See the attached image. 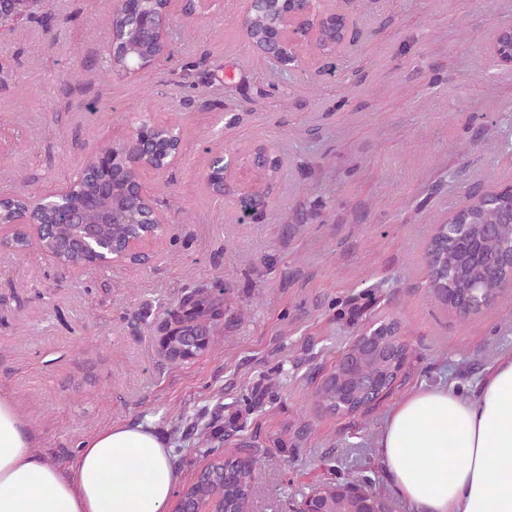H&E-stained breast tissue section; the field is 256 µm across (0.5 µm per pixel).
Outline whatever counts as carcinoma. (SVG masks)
<instances>
[{
  "instance_id": "cac0c4a2",
  "label": "carcinoma",
  "mask_w": 512,
  "mask_h": 512,
  "mask_svg": "<svg viewBox=\"0 0 512 512\" xmlns=\"http://www.w3.org/2000/svg\"><path fill=\"white\" fill-rule=\"evenodd\" d=\"M47 0H0V26L22 25L34 20L47 22ZM149 52L145 40L128 41L119 39L114 45L115 68L119 69L129 60ZM116 206L121 211L120 222L104 224L102 235L117 244L137 236L142 229L139 220V204L136 200L120 192V184L113 187ZM450 221L466 225V231L475 243L473 255L467 256L447 242L445 225H437L435 234L426 248V261L432 274L429 276V290L446 307L458 311L471 304L473 292L484 285L486 265L498 259L506 248L512 245V224L499 222L497 209L481 202L471 203L457 210ZM75 231L73 224L56 225V235L49 246L64 253L69 263L81 262V257L65 253L68 239ZM223 315L221 304L206 290L195 289L185 294L178 306L169 311L171 319L179 324L170 335L166 356L172 362H180L188 357L191 350L202 349L198 340H209L206 336L207 324ZM380 352L359 360V368L366 374L379 377L384 388L390 390L406 358V347L396 348L395 337L380 335ZM344 376L334 374L324 380L316 390L318 405L326 410L336 407V398ZM216 470H233L235 479L224 482V512H240L249 496L254 473L238 468L234 457L218 454L212 461Z\"/></svg>"
}]
</instances>
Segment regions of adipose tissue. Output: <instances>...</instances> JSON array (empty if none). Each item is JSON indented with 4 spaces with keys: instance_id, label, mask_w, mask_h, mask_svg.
<instances>
[{
    "instance_id": "1",
    "label": "adipose tissue",
    "mask_w": 512,
    "mask_h": 512,
    "mask_svg": "<svg viewBox=\"0 0 512 512\" xmlns=\"http://www.w3.org/2000/svg\"><path fill=\"white\" fill-rule=\"evenodd\" d=\"M378 448L408 512H512V353L487 369L475 397L452 388L408 394ZM177 482L165 442L123 423L97 431L61 469L34 451L12 396L0 391V512H163Z\"/></svg>"
}]
</instances>
